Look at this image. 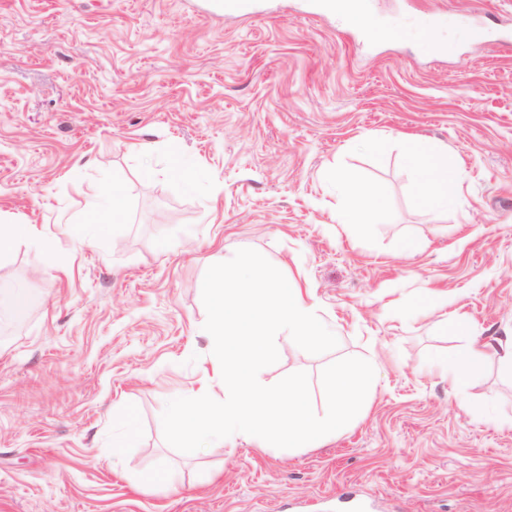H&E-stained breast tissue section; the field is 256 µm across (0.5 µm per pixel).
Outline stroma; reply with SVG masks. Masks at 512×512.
Wrapping results in <instances>:
<instances>
[{"label": "stroma", "mask_w": 512, "mask_h": 512, "mask_svg": "<svg viewBox=\"0 0 512 512\" xmlns=\"http://www.w3.org/2000/svg\"><path fill=\"white\" fill-rule=\"evenodd\" d=\"M315 2L252 21L216 0H0V210L49 240L0 265V292L32 299L0 317V512H332L349 495L512 512V382L493 362L456 384L439 367L464 342L445 315L512 330V0H364L369 42ZM408 135L455 175L447 210L417 204ZM334 171L388 221L337 223ZM116 179L120 238L66 234ZM232 247L298 279L338 340L313 355L276 337L261 384L303 371L317 402L332 362L379 368L320 447L186 459L164 439L166 398L211 374L202 286ZM127 414L136 442L113 447ZM160 467L170 482L144 484Z\"/></svg>", "instance_id": "obj_1"}]
</instances>
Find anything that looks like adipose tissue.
<instances>
[{
  "instance_id": "obj_1",
  "label": "adipose tissue",
  "mask_w": 512,
  "mask_h": 512,
  "mask_svg": "<svg viewBox=\"0 0 512 512\" xmlns=\"http://www.w3.org/2000/svg\"><path fill=\"white\" fill-rule=\"evenodd\" d=\"M404 158L416 172L415 194L419 204L434 211L447 208L459 190L458 182L447 168L436 159L428 146L415 136L404 141ZM346 205L338 211L340 223L353 225L379 224L388 216L382 197L364 185H344ZM105 194L110 202L107 209L89 204L82 224L70 226L69 232L77 239H84L88 225H111L120 230L125 213L126 187L122 181H113ZM494 357L503 376L512 380V333L488 339H471L470 343L450 354L442 362L449 381L476 378L483 374L487 357Z\"/></svg>"
}]
</instances>
